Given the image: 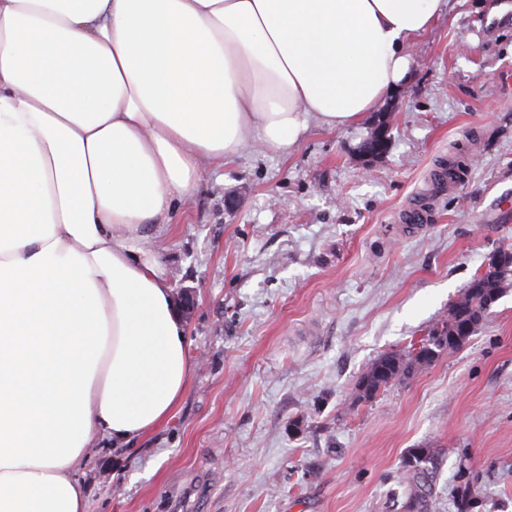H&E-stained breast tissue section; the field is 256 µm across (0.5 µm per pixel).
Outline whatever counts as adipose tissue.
I'll return each mask as SVG.
<instances>
[{
    "label": "adipose tissue",
    "instance_id": "1",
    "mask_svg": "<svg viewBox=\"0 0 512 512\" xmlns=\"http://www.w3.org/2000/svg\"><path fill=\"white\" fill-rule=\"evenodd\" d=\"M447 0H0V512H88L194 371L151 246L212 165L408 75Z\"/></svg>",
    "mask_w": 512,
    "mask_h": 512
}]
</instances>
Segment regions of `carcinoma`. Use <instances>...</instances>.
<instances>
[{
	"label": "carcinoma",
	"mask_w": 512,
	"mask_h": 512,
	"mask_svg": "<svg viewBox=\"0 0 512 512\" xmlns=\"http://www.w3.org/2000/svg\"><path fill=\"white\" fill-rule=\"evenodd\" d=\"M512 287V263H487L448 308V317L437 323L418 346L408 351L380 355L360 375L358 398L374 399L379 392L436 362L442 355L462 348ZM442 463L441 452L428 448L423 456H403L401 471L407 485L402 512H436L435 486Z\"/></svg>",
	"instance_id": "obj_1"
}]
</instances>
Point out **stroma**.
<instances>
[{
  "mask_svg": "<svg viewBox=\"0 0 512 512\" xmlns=\"http://www.w3.org/2000/svg\"><path fill=\"white\" fill-rule=\"evenodd\" d=\"M388 114L385 154L361 143ZM460 181L436 188L440 164ZM512 0H449L378 110L289 153L213 168L154 254L194 371L172 417L89 451V512H399L406 451L440 449L437 512H512V288L461 349L363 402L361 373L417 343L512 247ZM421 230L402 215L417 199Z\"/></svg>",
  "mask_w": 512,
  "mask_h": 512,
  "instance_id": "obj_1",
  "label": "stroma"
}]
</instances>
